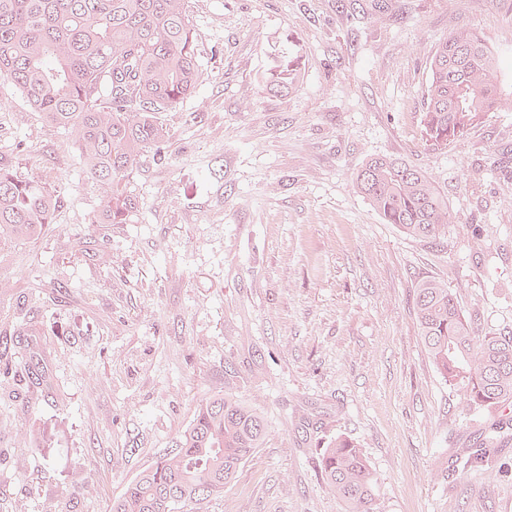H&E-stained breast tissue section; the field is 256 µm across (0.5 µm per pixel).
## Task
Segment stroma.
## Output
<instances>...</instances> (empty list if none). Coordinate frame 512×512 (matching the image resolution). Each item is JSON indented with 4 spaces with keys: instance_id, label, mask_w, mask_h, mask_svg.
I'll use <instances>...</instances> for the list:
<instances>
[{
    "instance_id": "obj_1",
    "label": "stroma",
    "mask_w": 512,
    "mask_h": 512,
    "mask_svg": "<svg viewBox=\"0 0 512 512\" xmlns=\"http://www.w3.org/2000/svg\"><path fill=\"white\" fill-rule=\"evenodd\" d=\"M203 79L171 138L103 190L68 136L0 78V159L57 186L52 226L0 243V512H111L197 403L229 393L267 437L207 512H345L320 474L343 435L379 512H512V480L469 482L456 449L492 432L428 358L420 281L448 283L479 332L512 329V109L445 148L420 117L443 37L480 32L512 99V0H189ZM295 69L296 89L273 93ZM393 155L448 199V245L383 223L354 174ZM490 241L480 250L478 239ZM233 374H225V366Z\"/></svg>"
}]
</instances>
